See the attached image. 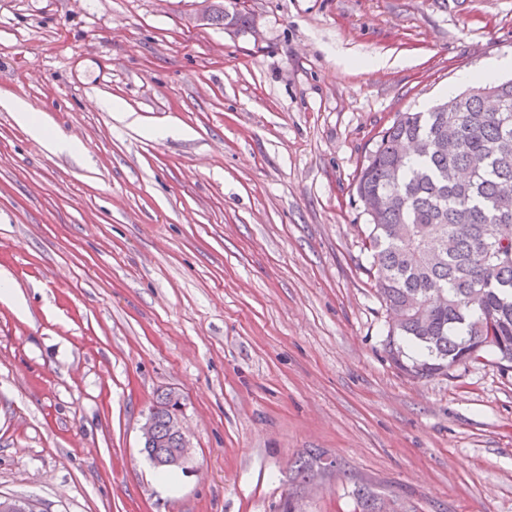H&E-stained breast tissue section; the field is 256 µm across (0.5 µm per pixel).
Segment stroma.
Here are the masks:
<instances>
[{
    "instance_id": "stroma-1",
    "label": "stroma",
    "mask_w": 512,
    "mask_h": 512,
    "mask_svg": "<svg viewBox=\"0 0 512 512\" xmlns=\"http://www.w3.org/2000/svg\"><path fill=\"white\" fill-rule=\"evenodd\" d=\"M0 0V497L38 512H512V369L383 350L377 132L512 78V0ZM384 60L374 68V60ZM66 138L83 152H56ZM181 401L191 471L142 453ZM319 450L332 474L301 486ZM5 103L13 112H16L17 123L26 128L32 137L39 139L45 134L46 128L44 125L29 112L28 107L21 100L13 96L7 99Z\"/></svg>"
}]
</instances>
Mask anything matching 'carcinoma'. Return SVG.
<instances>
[{
	"instance_id": "1",
	"label": "carcinoma",
	"mask_w": 512,
	"mask_h": 512,
	"mask_svg": "<svg viewBox=\"0 0 512 512\" xmlns=\"http://www.w3.org/2000/svg\"><path fill=\"white\" fill-rule=\"evenodd\" d=\"M354 188L376 293L403 315L383 343L394 367L431 380L488 352L512 369V79L397 113ZM297 472L307 483L327 463L313 455Z\"/></svg>"
}]
</instances>
